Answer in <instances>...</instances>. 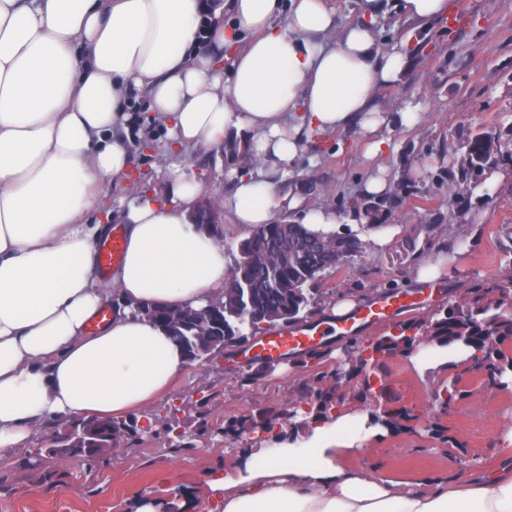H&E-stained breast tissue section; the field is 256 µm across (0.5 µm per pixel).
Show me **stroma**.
Masks as SVG:
<instances>
[{
	"mask_svg": "<svg viewBox=\"0 0 512 512\" xmlns=\"http://www.w3.org/2000/svg\"><path fill=\"white\" fill-rule=\"evenodd\" d=\"M453 3L465 14L458 25L449 18L418 23L392 0H385L374 25L381 47L404 38L415 46L406 70L378 90L377 102L415 110L418 123L381 126L377 135L387 147L372 158L365 154L370 137L360 128L313 138L279 184L281 195L302 199L305 207L336 211V234L362 242L342 266L326 272L311 319H322L341 294L368 299L382 291L413 292L415 310L335 337L334 350L322 360L301 354L278 361L247 384L240 381L243 365L229 352L186 366L161 398L126 413L137 427L136 438L94 461L71 455L35 467L37 450L60 429L45 424L28 448L0 464V512H129L133 499L165 496L174 480L205 498L208 481L223 476L235 448L250 441L246 434L218 436L225 421L241 416L258 421L268 411L295 404L304 380L333 371L350 345H368L400 324L447 307L460 289L512 279V0ZM482 132L496 136L497 158L482 171L462 174L465 144ZM144 137L154 149L133 153L137 184L110 187L112 200L142 191L164 195L172 167L184 169L210 198L228 189L224 164L212 152L193 147L165 152L164 133L157 127L145 130ZM380 167L391 190L380 198L373 219L395 230L384 245L365 229L364 212L357 207L365 198V178ZM430 259L441 261L440 278L432 285L417 283V267ZM448 378L461 395L444 411L431 404L436 384L421 379L399 354L381 358L371 372L343 378L337 404L410 412L402 430L371 447L347 451L344 463L362 472L376 462L389 479L411 484L435 473H460L464 458L470 468L495 469L499 438L512 423V387L487 388L485 372L469 364L450 368ZM368 380L378 387L366 396ZM174 431L185 433L183 447L171 445Z\"/></svg>",
	"mask_w": 512,
	"mask_h": 512,
	"instance_id": "stroma-1",
	"label": "stroma"
}]
</instances>
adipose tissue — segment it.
Listing matches in <instances>:
<instances>
[{"label":"adipose tissue","instance_id":"obj_1","mask_svg":"<svg viewBox=\"0 0 512 512\" xmlns=\"http://www.w3.org/2000/svg\"><path fill=\"white\" fill-rule=\"evenodd\" d=\"M361 8L362 22L343 29L330 0H0V459L45 420L157 399L187 360L135 307L199 308L224 291L232 262L190 223L201 187L178 170L165 199L121 204L124 258L99 273L96 245L111 227L88 216L130 170L139 102L173 150L249 132L252 169L231 172L220 200L244 231L271 221L276 179L306 138L418 121L377 104L410 52L378 45L379 0ZM471 355L460 343L403 352L432 380ZM392 431L352 407L239 449L234 472L209 482L213 512H512V431L498 470L435 476L422 489L345 466L342 453Z\"/></svg>","mask_w":512,"mask_h":512}]
</instances>
